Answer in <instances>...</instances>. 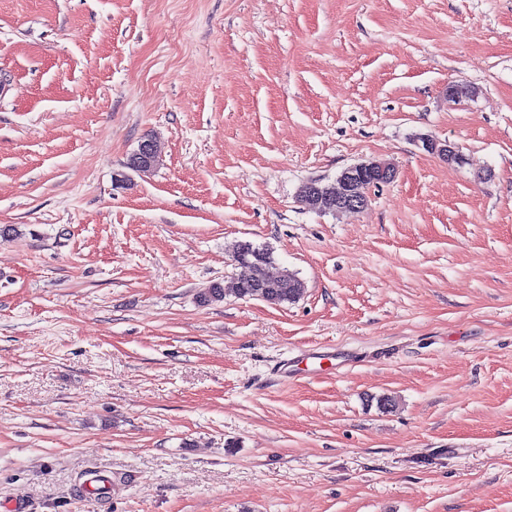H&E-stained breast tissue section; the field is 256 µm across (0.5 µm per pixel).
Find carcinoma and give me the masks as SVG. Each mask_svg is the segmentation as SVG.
<instances>
[{"instance_id": "carcinoma-1", "label": "carcinoma", "mask_w": 512, "mask_h": 512, "mask_svg": "<svg viewBox=\"0 0 512 512\" xmlns=\"http://www.w3.org/2000/svg\"><path fill=\"white\" fill-rule=\"evenodd\" d=\"M233 260L244 269V274L230 281L212 285L205 293L204 299L220 301L226 295H234L238 298L249 297L281 305L296 301L305 288L302 279L288 269L275 275L257 272L255 266L258 264L265 268L274 264L272 252L264 245L242 241L236 248Z\"/></svg>"}]
</instances>
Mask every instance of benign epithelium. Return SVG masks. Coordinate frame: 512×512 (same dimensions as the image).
<instances>
[{
    "instance_id": "1",
    "label": "benign epithelium",
    "mask_w": 512,
    "mask_h": 512,
    "mask_svg": "<svg viewBox=\"0 0 512 512\" xmlns=\"http://www.w3.org/2000/svg\"><path fill=\"white\" fill-rule=\"evenodd\" d=\"M423 149L432 154H441L449 162L463 163V155L457 147L444 141L441 142L429 136L420 138ZM158 157L154 144H143L133 154V159L127 164L130 170L143 169ZM396 177V169L389 163L378 161L361 162L348 166L336 175V195L319 198L329 207L340 211H360L368 206L370 193L366 188H379L392 182Z\"/></svg>"
}]
</instances>
